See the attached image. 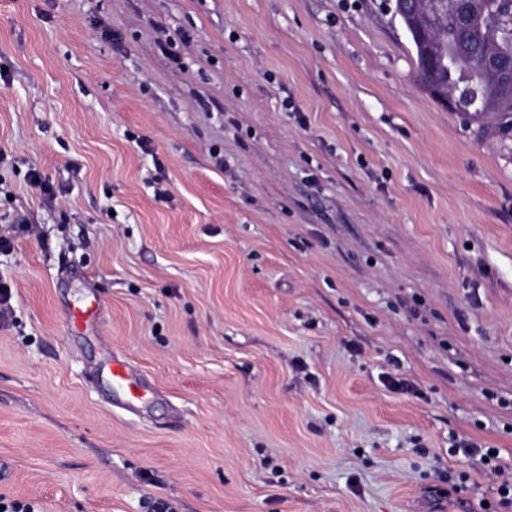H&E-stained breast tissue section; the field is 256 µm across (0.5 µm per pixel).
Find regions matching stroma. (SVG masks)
Returning <instances> with one entry per match:
<instances>
[{"label":"stroma","instance_id":"1","mask_svg":"<svg viewBox=\"0 0 512 512\" xmlns=\"http://www.w3.org/2000/svg\"><path fill=\"white\" fill-rule=\"evenodd\" d=\"M393 2L0 0L1 497L496 503L450 449L512 458V152L423 91Z\"/></svg>","mask_w":512,"mask_h":512}]
</instances>
